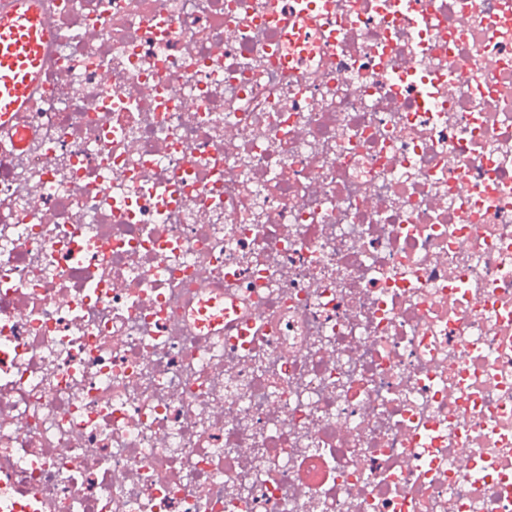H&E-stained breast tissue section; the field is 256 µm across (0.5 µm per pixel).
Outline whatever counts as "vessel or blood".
<instances>
[{
    "mask_svg": "<svg viewBox=\"0 0 512 512\" xmlns=\"http://www.w3.org/2000/svg\"><path fill=\"white\" fill-rule=\"evenodd\" d=\"M52 31L41 0H14L0 10V119L21 111L43 71Z\"/></svg>",
    "mask_w": 512,
    "mask_h": 512,
    "instance_id": "obj_1",
    "label": "vessel or blood"
}]
</instances>
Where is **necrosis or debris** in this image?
<instances>
[{
	"instance_id": "1",
	"label": "necrosis or debris",
	"mask_w": 512,
	"mask_h": 512,
	"mask_svg": "<svg viewBox=\"0 0 512 512\" xmlns=\"http://www.w3.org/2000/svg\"><path fill=\"white\" fill-rule=\"evenodd\" d=\"M0 125V465L49 512H512V0H44Z\"/></svg>"
}]
</instances>
